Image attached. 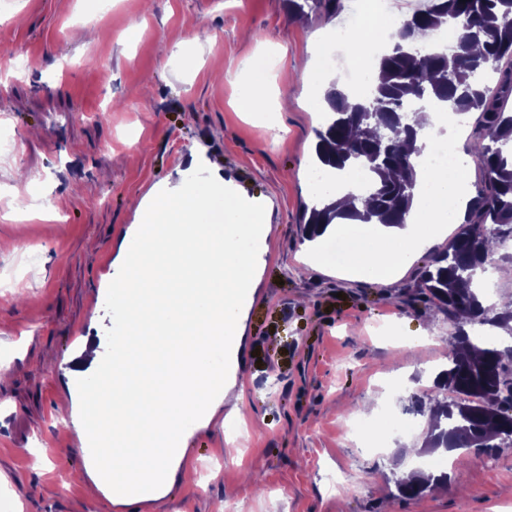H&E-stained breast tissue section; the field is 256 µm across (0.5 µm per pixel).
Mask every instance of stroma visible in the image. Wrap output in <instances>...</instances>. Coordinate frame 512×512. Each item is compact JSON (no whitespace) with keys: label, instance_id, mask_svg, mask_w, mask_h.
<instances>
[{"label":"stroma","instance_id":"35a3bbf8","mask_svg":"<svg viewBox=\"0 0 512 512\" xmlns=\"http://www.w3.org/2000/svg\"><path fill=\"white\" fill-rule=\"evenodd\" d=\"M361 3L299 22L285 0H110L104 11L97 0H12L0 20V125L17 137L0 154V364L11 371L0 381V495L17 512H512V455L497 449L449 462L448 484L422 497L395 484L403 448L420 438L389 434V418L438 396L453 333L436 307L405 302L430 251L380 283L319 259L321 243L301 235L322 122L309 75ZM266 54L269 101L249 112L241 81ZM196 156L221 161L239 196L271 210L237 375L248 411L239 421L225 404L207 428L189 422L192 483L114 504L111 487L85 476L92 458L68 440L80 427L57 407L96 378L67 381L61 364L87 335L111 358L118 247L171 173L207 183ZM18 196L29 211H14ZM361 410L381 450L349 434ZM34 452L48 468L31 470Z\"/></svg>","mask_w":512,"mask_h":512}]
</instances>
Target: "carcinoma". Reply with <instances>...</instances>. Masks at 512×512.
Here are the masks:
<instances>
[{"label":"carcinoma","instance_id":"carcinoma-1","mask_svg":"<svg viewBox=\"0 0 512 512\" xmlns=\"http://www.w3.org/2000/svg\"><path fill=\"white\" fill-rule=\"evenodd\" d=\"M288 17L306 21L313 14L336 16L340 0H286ZM455 34L447 52L407 48L416 31ZM392 52L380 62L378 82L358 100L331 86L324 128L316 131L317 169L342 172L363 166L369 188L351 197L345 210L339 201L305 209L303 238L312 241L318 229L345 221H376L402 227L417 185L416 146L425 126L424 109L433 104L450 112H477L473 158L483 174L471 201L467 221L448 246L420 269L410 302L431 303L455 325L448 350V368L435 387L452 398H433L428 415L430 452L500 447L512 441V347L503 350L474 337L477 327L497 326L512 332V310L501 311L473 287L478 272L495 262L494 248L512 239V68L499 62L512 58V0H429L400 24ZM497 74L495 87L485 74ZM448 473L413 469L396 480L406 497H418L448 484Z\"/></svg>","mask_w":512,"mask_h":512}]
</instances>
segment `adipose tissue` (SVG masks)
<instances>
[{"mask_svg": "<svg viewBox=\"0 0 512 512\" xmlns=\"http://www.w3.org/2000/svg\"><path fill=\"white\" fill-rule=\"evenodd\" d=\"M203 187L164 185L141 204L143 220L123 238L114 261L112 299L126 321L112 341V386L101 397L100 446L91 479L118 470L161 490L175 475L192 478L184 420L207 427L225 399L247 411L235 379L208 362L218 348L238 355L246 312L259 284L263 254L247 249L255 234H269L262 206L224 194L220 224L186 220ZM469 197L462 185L440 182L429 206L413 205L402 228L368 224L352 263L383 281L404 265L411 247L408 229L461 222ZM171 225L162 250L149 243L158 225ZM392 241L390 252L373 251V240Z\"/></svg>", "mask_w": 512, "mask_h": 512, "instance_id": "ef3b65f1", "label": "adipose tissue"}]
</instances>
